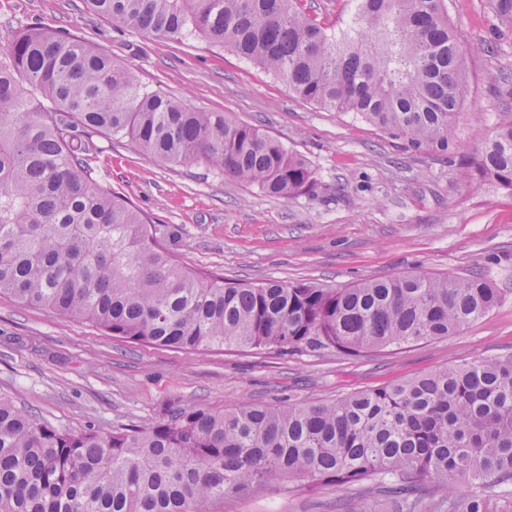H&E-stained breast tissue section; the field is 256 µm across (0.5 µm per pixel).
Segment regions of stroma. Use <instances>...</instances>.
Returning <instances> with one entry per match:
<instances>
[{"instance_id": "obj_1", "label": "stroma", "mask_w": 512, "mask_h": 512, "mask_svg": "<svg viewBox=\"0 0 512 512\" xmlns=\"http://www.w3.org/2000/svg\"><path fill=\"white\" fill-rule=\"evenodd\" d=\"M466 93L447 151L411 147L352 113L300 100L274 76L202 39L118 29L83 0H0V49L18 31L63 30L126 66L143 87L221 112L306 160L313 188L289 199L206 168L168 166L128 140L96 137L91 165L154 223L179 229L180 264L234 283L328 288L404 274L478 269L501 288L488 315L458 333L361 357L236 346L205 353L130 343L0 297V394L56 428L103 434L149 427L164 410L330 402L457 365L512 354V192L461 165L511 100L512 22L496 0H447ZM395 512L365 483L226 498L221 512Z\"/></svg>"}]
</instances>
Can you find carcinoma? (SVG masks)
<instances>
[{
	"instance_id": "cac0c4a2",
	"label": "carcinoma",
	"mask_w": 512,
	"mask_h": 512,
	"mask_svg": "<svg viewBox=\"0 0 512 512\" xmlns=\"http://www.w3.org/2000/svg\"><path fill=\"white\" fill-rule=\"evenodd\" d=\"M86 2L119 29L190 31L414 148L452 141L466 85L446 0H356L345 31L302 0ZM99 134L283 199L314 184L279 140L142 88L71 34L24 30L0 50V295L134 343L348 356L451 336L501 301L481 272L325 288L188 269L174 259L173 225L94 179ZM473 175L512 191V110L460 173ZM425 479L448 512H512V355L330 403L179 407L108 435L63 432L0 396V512H211L228 496L364 481L399 512H427Z\"/></svg>"
}]
</instances>
